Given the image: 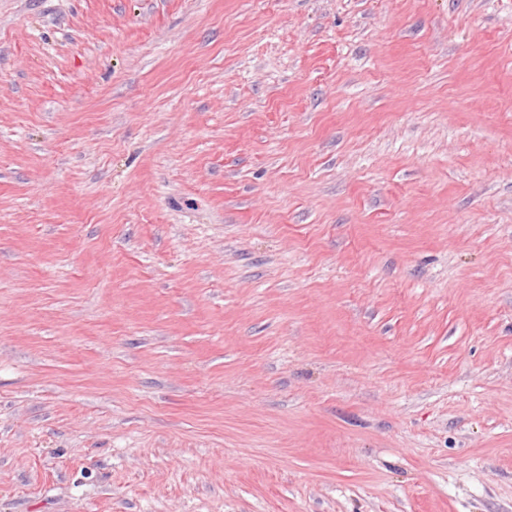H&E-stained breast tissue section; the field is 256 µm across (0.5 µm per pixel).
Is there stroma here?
I'll return each instance as SVG.
<instances>
[{
	"label": "stroma",
	"mask_w": 512,
	"mask_h": 512,
	"mask_svg": "<svg viewBox=\"0 0 512 512\" xmlns=\"http://www.w3.org/2000/svg\"><path fill=\"white\" fill-rule=\"evenodd\" d=\"M0 512H512V0H0Z\"/></svg>",
	"instance_id": "1"
}]
</instances>
